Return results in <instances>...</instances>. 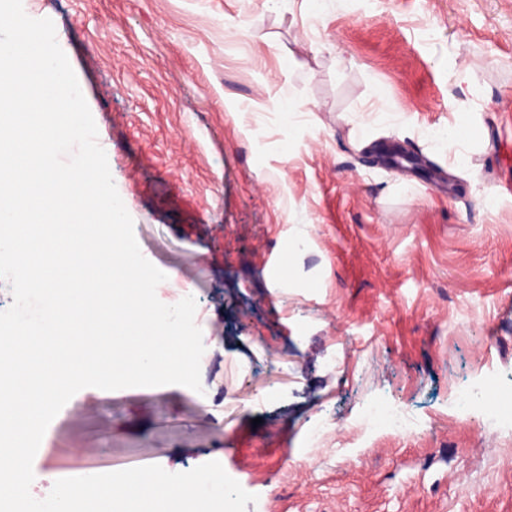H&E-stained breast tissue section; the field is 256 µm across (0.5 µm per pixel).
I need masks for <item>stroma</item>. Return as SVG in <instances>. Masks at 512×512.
Listing matches in <instances>:
<instances>
[{
    "label": "stroma",
    "instance_id": "35a3bbf8",
    "mask_svg": "<svg viewBox=\"0 0 512 512\" xmlns=\"http://www.w3.org/2000/svg\"><path fill=\"white\" fill-rule=\"evenodd\" d=\"M23 6L176 276L158 299L194 297L208 338V413L179 385L73 397L56 473L219 460L247 512H512V0ZM460 385L481 423L454 419ZM370 401L419 429L357 436Z\"/></svg>",
    "mask_w": 512,
    "mask_h": 512
}]
</instances>
